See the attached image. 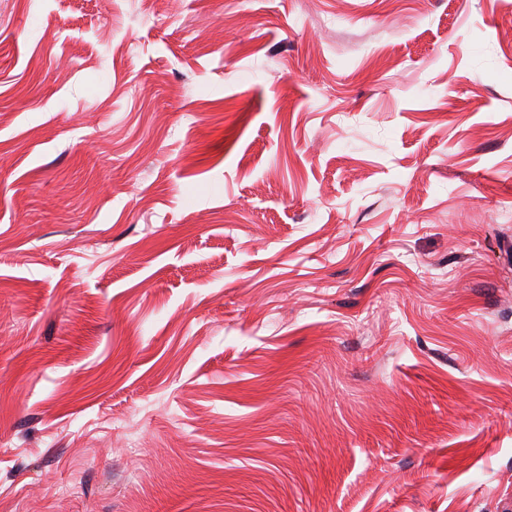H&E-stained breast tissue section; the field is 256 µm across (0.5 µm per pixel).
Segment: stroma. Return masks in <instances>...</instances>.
<instances>
[{
    "instance_id": "35a3bbf8",
    "label": "stroma",
    "mask_w": 512,
    "mask_h": 512,
    "mask_svg": "<svg viewBox=\"0 0 512 512\" xmlns=\"http://www.w3.org/2000/svg\"><path fill=\"white\" fill-rule=\"evenodd\" d=\"M510 212L512 0H0V512H512Z\"/></svg>"
}]
</instances>
